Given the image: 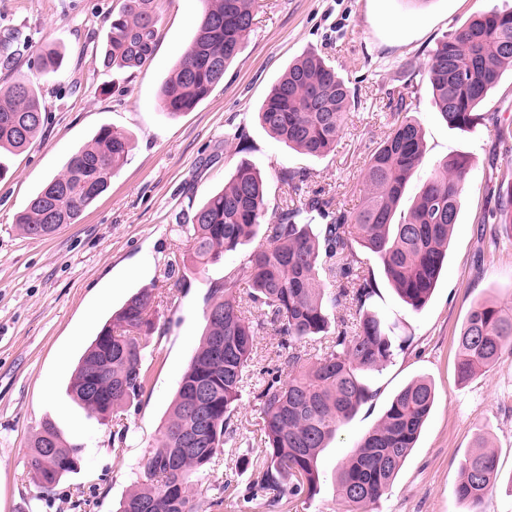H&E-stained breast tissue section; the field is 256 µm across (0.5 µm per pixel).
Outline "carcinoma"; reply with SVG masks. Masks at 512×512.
Wrapping results in <instances>:
<instances>
[{
  "label": "carcinoma",
  "mask_w": 512,
  "mask_h": 512,
  "mask_svg": "<svg viewBox=\"0 0 512 512\" xmlns=\"http://www.w3.org/2000/svg\"><path fill=\"white\" fill-rule=\"evenodd\" d=\"M153 0H122L112 16L102 58L106 68L135 70L154 52L158 15ZM259 0H204L195 35L161 88L169 117L192 111L224 80V72L250 35ZM16 37L0 40L9 66L19 55ZM512 71V9L479 10L432 50L426 76L435 106L448 127L467 130L485 120L479 108L505 71ZM414 88L393 104L394 121L371 154L363 175L365 202L355 211L304 190L307 174L282 172L288 198L269 210L267 185L249 163H240L224 188L194 209L182 230L195 262L207 265L234 252L266 225V242L209 289L206 330L180 381L164 430L143 466L140 487L119 512H209L192 477L208 474L224 446L239 439L244 394L260 409L265 455L248 499L274 507L286 496L312 498L318 491L319 453L338 429L372 397L367 379L404 349L396 323L374 307L380 297L367 258L374 259L399 298L426 305L443 268L457 224L460 197L472 164L464 155L435 165L406 216L396 212L407 184L425 156L422 130L411 115ZM353 95L336 68L308 53L296 58L271 86L258 119L274 138L311 158L336 148ZM46 121L42 96L13 68L0 88V150L22 152ZM129 137L110 125L79 147L16 219L23 235L48 238L80 216L108 189L126 162ZM486 181L497 186L494 217L512 231V175L492 165ZM260 310L246 317L241 294ZM155 295L133 294L83 353L70 391L90 412L109 417L141 397L150 366L146 340L159 331ZM281 336L280 365L260 385L252 383L257 336L264 324ZM323 338L312 355L308 342ZM512 351V312L477 301L458 337V373L467 380L489 371ZM208 392L207 424L199 431L190 401L198 386ZM435 400L420 379L398 391L379 424L358 440L337 476V492L350 512H366L386 494L410 455ZM58 449L62 468L76 470L79 449L66 445L46 424L34 436L30 456ZM458 500L480 512L499 479L495 454L479 449L460 463Z\"/></svg>",
  "instance_id": "cac0c4a2"
}]
</instances>
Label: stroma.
<instances>
[{
    "mask_svg": "<svg viewBox=\"0 0 512 512\" xmlns=\"http://www.w3.org/2000/svg\"><path fill=\"white\" fill-rule=\"evenodd\" d=\"M121 0H0V32L16 31L25 46L17 68L41 88L47 121L19 154L0 153V512H117L140 481L143 465L166 423L179 382L205 331L209 288L240 266L256 241L220 261L191 269L189 285L169 288L164 273L187 249L181 226L241 161L265 179L270 206L280 204L283 169L310 174L307 191L333 196L353 211L363 202L362 176L389 132L388 102L414 83L413 113L426 144L425 162L410 180V207L436 161L469 157L473 169L460 199L448 266L421 309L403 303L377 262H370L380 311L408 337L403 351L370 376L374 397L345 424L318 458L314 498L283 499L276 510L245 502L250 472L226 475L241 454L260 463L259 406L240 409L248 449L226 446L198 490L223 498L219 512H346L336 477L355 441L378 423L393 395L416 379L430 381L435 403L412 453L369 512H466L455 494L459 464L477 447L494 451L500 479L481 512H512V351L492 370L460 380L456 341L471 305L490 299L512 309V236L492 220L497 193L484 179L505 167L495 135L512 123V73H504L473 129L448 128L432 101L424 67L436 44L474 12L512 7V0H262L253 31L224 81L192 111L162 114L159 94L191 41L203 0H155L156 46L140 70L103 69L100 48ZM64 58L43 72L38 55ZM328 58L355 101L334 152L312 159L270 137L256 115L289 64L307 52ZM128 133L132 150L107 192L75 224L47 239H29L15 217L67 159L102 126ZM243 130L244 141L234 140ZM153 289L162 334L146 357L151 378L141 397L105 424L69 392L80 356L124 302ZM54 424L65 443L81 449V464L52 489H42L28 460L33 435Z\"/></svg>",
    "mask_w": 512,
    "mask_h": 512,
    "instance_id": "35a3bbf8",
    "label": "stroma"
}]
</instances>
